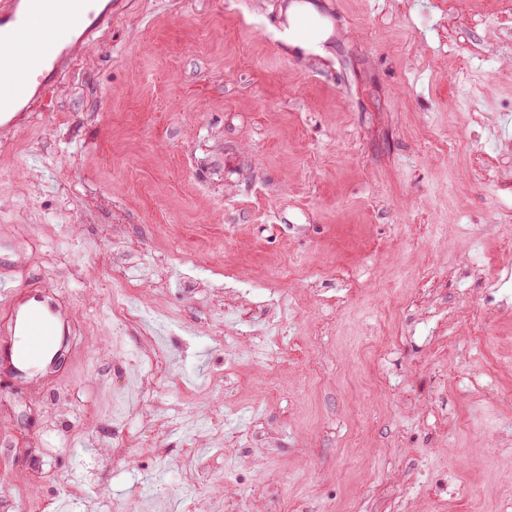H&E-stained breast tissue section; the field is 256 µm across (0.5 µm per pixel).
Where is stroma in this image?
Instances as JSON below:
<instances>
[{
	"label": "stroma",
	"mask_w": 512,
	"mask_h": 512,
	"mask_svg": "<svg viewBox=\"0 0 512 512\" xmlns=\"http://www.w3.org/2000/svg\"><path fill=\"white\" fill-rule=\"evenodd\" d=\"M286 2L120 0L0 133L70 339L0 371V512H512V0ZM286 23L284 26V32L286 33V41L293 47H298L304 51L316 49L314 45L309 44L296 30L295 27V16L300 12H306V6L298 3H294L290 6H286Z\"/></svg>",
	"instance_id": "stroma-1"
}]
</instances>
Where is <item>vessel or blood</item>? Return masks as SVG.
<instances>
[{
	"label": "vessel or blood",
	"mask_w": 512,
	"mask_h": 512,
	"mask_svg": "<svg viewBox=\"0 0 512 512\" xmlns=\"http://www.w3.org/2000/svg\"><path fill=\"white\" fill-rule=\"evenodd\" d=\"M110 14L93 0H0V44L13 48L0 56V70L10 75L0 83L1 129L33 111L63 78L66 64L91 46ZM0 295L7 299L11 332L23 338L20 346L0 347V368L18 373L55 349L59 317L35 291L3 279Z\"/></svg>",
	"instance_id": "obj_1"
}]
</instances>
